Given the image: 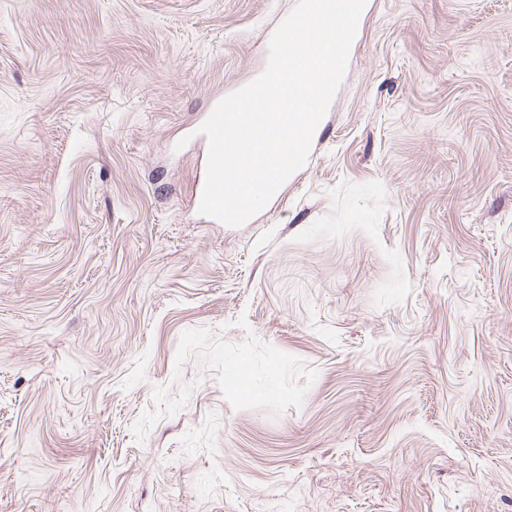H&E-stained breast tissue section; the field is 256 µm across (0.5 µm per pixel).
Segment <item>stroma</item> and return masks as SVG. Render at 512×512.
<instances>
[{"label":"stroma","mask_w":512,"mask_h":512,"mask_svg":"<svg viewBox=\"0 0 512 512\" xmlns=\"http://www.w3.org/2000/svg\"><path fill=\"white\" fill-rule=\"evenodd\" d=\"M296 5L0 0V512H512V0H366L207 223L193 129Z\"/></svg>","instance_id":"stroma-1"}]
</instances>
